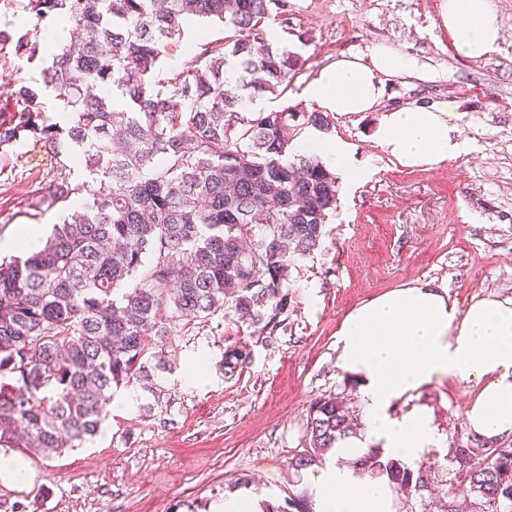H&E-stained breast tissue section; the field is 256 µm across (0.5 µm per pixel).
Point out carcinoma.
<instances>
[{"label":"carcinoma","mask_w":512,"mask_h":512,"mask_svg":"<svg viewBox=\"0 0 512 512\" xmlns=\"http://www.w3.org/2000/svg\"><path fill=\"white\" fill-rule=\"evenodd\" d=\"M280 0H28L31 28L0 29V46L40 78H12L18 110L0 120V148L32 138L75 156L98 184L93 202L52 227L43 247L0 263V447L45 458L93 439L115 390L165 369L155 349L183 321L224 310L271 337L287 327L296 260L320 249L336 214L339 180L316 156L295 154L306 128L328 115L285 107L248 112L281 95L300 58L273 47L263 23ZM58 17L70 39L48 53L41 22ZM194 19L224 24L174 81L162 64ZM58 102L64 121L47 115ZM66 180L31 202H66ZM135 279V287L122 290ZM226 352L224 373L248 362ZM338 396L308 411L303 469L355 435ZM474 512H512V440L452 449ZM356 466L406 494L403 512H428L434 466L370 448ZM261 512H312L308 498L264 501Z\"/></svg>","instance_id":"cac0c4a2"}]
</instances>
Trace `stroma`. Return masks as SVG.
<instances>
[{"mask_svg":"<svg viewBox=\"0 0 512 512\" xmlns=\"http://www.w3.org/2000/svg\"><path fill=\"white\" fill-rule=\"evenodd\" d=\"M441 0H285L287 22L268 20L274 47L302 67L281 97L264 95L251 111L307 107L304 86L343 53L368 56L384 44L436 67L429 82L398 76L385 83L379 112L329 114L332 135L349 142L372 176L341 189L322 247L296 261L288 288L284 334L266 337L223 313L182 324L164 345L167 370L160 397L140 386L116 392L97 436L50 459L29 456L35 473L23 488L0 485V512H212L224 498L249 491L272 503L300 494L310 473L333 456L293 469L309 445L308 410L335 395L363 417L357 385L337 365L336 333L352 309L395 288L429 282L466 308L480 298H512V0H494L504 38L485 57L458 54L438 23ZM221 23L192 21L164 60L177 76L189 47L221 44ZM448 109L467 143L438 167L405 169L372 139L380 111ZM95 188L81 164L59 163L44 142L0 150V239L36 224L49 234L72 209L59 203L30 209L33 196L58 177ZM248 345V363L227 375V350ZM203 362L200 379L187 380ZM471 388L435 381L411 397L432 412L443 445L429 512H445V483H456L450 448L472 433L465 420Z\"/></svg>","mask_w":512,"mask_h":512,"instance_id":"1","label":"stroma"}]
</instances>
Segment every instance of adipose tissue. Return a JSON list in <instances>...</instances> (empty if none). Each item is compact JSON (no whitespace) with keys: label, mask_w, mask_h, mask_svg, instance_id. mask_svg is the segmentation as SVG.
<instances>
[{"label":"adipose tissue","mask_w":512,"mask_h":512,"mask_svg":"<svg viewBox=\"0 0 512 512\" xmlns=\"http://www.w3.org/2000/svg\"><path fill=\"white\" fill-rule=\"evenodd\" d=\"M439 23L455 51L469 58L484 57L503 38L491 0H442ZM402 75L427 81L440 77L430 65L381 45L365 58L338 56L310 80L304 96L324 112H373L385 80ZM373 138L393 162L408 169L442 165L466 148L447 110L438 108L381 113ZM303 149L319 155L345 185L371 173L353 162L349 144L340 137L317 131ZM336 349L338 367L357 384L366 428L339 440L336 464L308 479L313 512H398L393 486L385 478L355 473L349 463L375 447L383 457L415 464L426 460L430 449L442 447L425 408L398 409L432 382L472 385L465 417L474 434L493 441L512 433V299L480 298L461 310L430 283L397 288L346 314Z\"/></svg>","instance_id":"ef3b65f1"}]
</instances>
